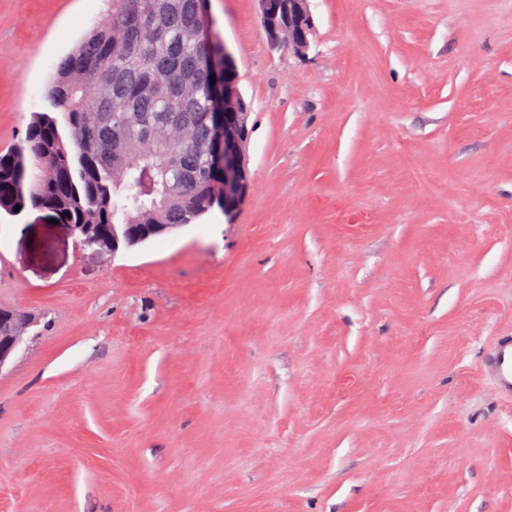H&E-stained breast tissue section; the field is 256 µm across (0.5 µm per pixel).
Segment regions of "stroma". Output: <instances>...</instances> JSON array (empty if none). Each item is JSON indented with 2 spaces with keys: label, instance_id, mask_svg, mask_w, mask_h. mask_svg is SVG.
Segmentation results:
<instances>
[{
  "label": "stroma",
  "instance_id": "35a3bbf8",
  "mask_svg": "<svg viewBox=\"0 0 512 512\" xmlns=\"http://www.w3.org/2000/svg\"><path fill=\"white\" fill-rule=\"evenodd\" d=\"M112 0H0V152ZM208 0L252 192L118 256L0 212V512H512V0ZM268 0H257L259 21L265 33L268 46L275 50L283 45L281 33L288 26L285 36L293 52L304 56L310 46L315 24L310 11L309 0H270L271 7L279 14L286 11L288 15L278 17L270 10ZM1 319L10 324V331L0 336V371L7 368L21 346L33 337L30 332L37 325L34 318L16 309H1ZM480 377L492 382L494 394L512 401V334L495 336L477 365Z\"/></svg>",
  "mask_w": 512,
  "mask_h": 512
}]
</instances>
